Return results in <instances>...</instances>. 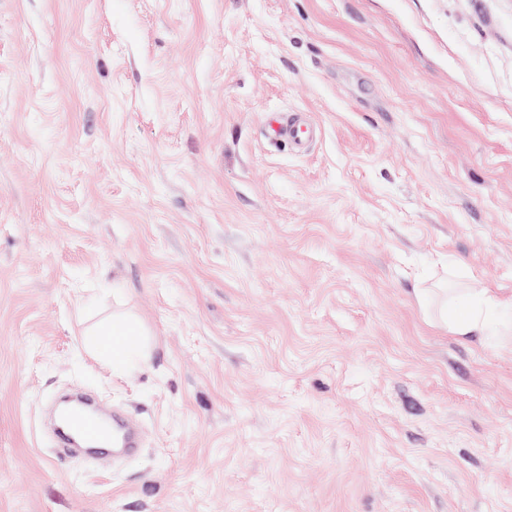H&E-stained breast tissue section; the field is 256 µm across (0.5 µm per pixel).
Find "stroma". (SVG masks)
Listing matches in <instances>:
<instances>
[{"label": "stroma", "instance_id": "stroma-1", "mask_svg": "<svg viewBox=\"0 0 512 512\" xmlns=\"http://www.w3.org/2000/svg\"><path fill=\"white\" fill-rule=\"evenodd\" d=\"M0 512H512V0H0ZM491 308L490 299L468 294L459 295L451 309L444 311L442 320L454 336L468 340L483 336ZM146 335L142 324L130 314H112V362L121 361L128 354L130 336ZM105 422L95 415L80 413L62 421L59 424L61 434L68 444H78L80 441L86 444H97L100 446L113 445L121 448H135L132 437L125 432L120 425L111 419V428L106 432L103 428ZM106 424V423H105ZM113 427V432H112Z\"/></svg>", "mask_w": 512, "mask_h": 512}]
</instances>
